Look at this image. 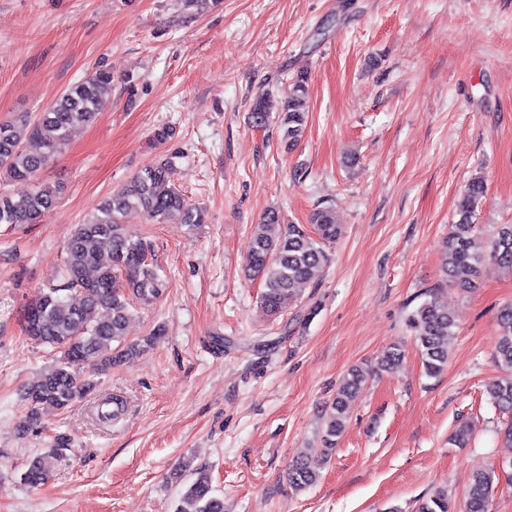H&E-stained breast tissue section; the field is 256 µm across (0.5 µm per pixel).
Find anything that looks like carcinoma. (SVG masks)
<instances>
[{"label":"carcinoma","mask_w":512,"mask_h":512,"mask_svg":"<svg viewBox=\"0 0 512 512\" xmlns=\"http://www.w3.org/2000/svg\"><path fill=\"white\" fill-rule=\"evenodd\" d=\"M112 70L99 68L71 85L50 107L32 119L26 113L12 122L0 123V174L8 182L31 184L20 195L0 191V224H35L59 203V189L36 184L38 174L67 144L75 128L91 122L112 97ZM307 76L297 72L288 81L277 130L284 151L291 152L300 143L308 112ZM249 124L258 129L272 122L269 100H253ZM39 141L41 150L32 153L22 146L24 139ZM176 166L170 158L159 160L140 170L127 184L103 198L67 241L61 283L42 289L29 320L22 323L31 340L60 352L57 364L23 391L28 411L21 427L38 423L47 410H65L81 401L96 388L84 373L87 367L105 371L112 365L130 362L164 335L155 330L144 343L125 342V330L131 316V300L151 303L167 288L150 243L129 233L123 216L130 210L143 212L147 219L163 224L175 220L195 226L205 223L204 211L188 202L175 181ZM485 197L484 180L472 178L457 207V221L440 245L444 281L463 291L474 287L479 265L488 256L499 265L512 269V224H498L490 237L479 234L473 218ZM313 233L300 224H283L279 211L271 209L255 225L249 242L248 277L258 279L263 291L260 306L269 316L281 312L283 303L299 285L315 278L328 262L324 245L336 241L342 233L332 211L325 207L312 217ZM110 247L103 259L102 245ZM95 271L88 277V271ZM81 296L79 304L70 302L72 294ZM499 334L495 354L499 366L509 376L491 388L493 405L512 412V303L497 311ZM415 344L425 371L433 377L448 364V336L456 326L448 305L433 293L408 317ZM403 357V347L394 344L378 359V369L390 371ZM365 369L351 368L343 377L333 398L321 412L322 435L318 451L327 457L345 430L351 398L363 389ZM125 402L111 397L99 404L103 421L119 418ZM67 446L65 437L57 438V447L38 454L28 463L21 480L30 486L44 483L52 460ZM191 480L181 493L175 512H224V500L212 494L210 477L204 467L185 466L172 479ZM500 471L491 468L473 475L466 493V512H489L490 498ZM318 480V474L304 459L288 468L289 485L305 490ZM418 512H451L445 491H438L418 505Z\"/></svg>","instance_id":"1"}]
</instances>
